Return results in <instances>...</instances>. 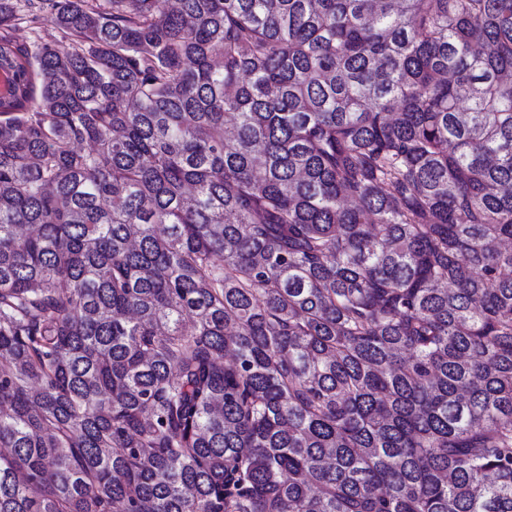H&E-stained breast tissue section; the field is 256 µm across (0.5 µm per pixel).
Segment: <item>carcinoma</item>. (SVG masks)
<instances>
[{
    "label": "carcinoma",
    "instance_id": "1",
    "mask_svg": "<svg viewBox=\"0 0 512 512\" xmlns=\"http://www.w3.org/2000/svg\"><path fill=\"white\" fill-rule=\"evenodd\" d=\"M0 71V512H512V0H0Z\"/></svg>",
    "mask_w": 512,
    "mask_h": 512
}]
</instances>
